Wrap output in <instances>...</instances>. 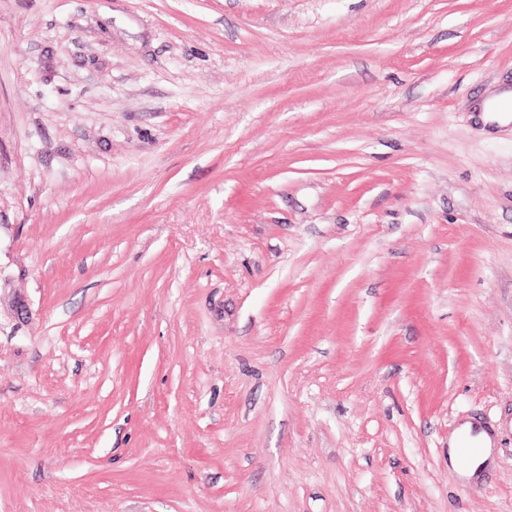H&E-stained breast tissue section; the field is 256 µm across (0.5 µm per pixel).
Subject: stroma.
<instances>
[{
    "label": "stroma",
    "instance_id": "stroma-1",
    "mask_svg": "<svg viewBox=\"0 0 512 512\" xmlns=\"http://www.w3.org/2000/svg\"><path fill=\"white\" fill-rule=\"evenodd\" d=\"M511 84L512 0H0V512H512ZM480 112H482L481 118L485 123L495 120L508 121L507 113L512 112V91L506 89L494 93L484 101ZM471 439L476 443L477 447L475 452L471 455L468 468L465 470L467 477L471 478L476 476L480 467L484 465L490 457V439L486 434H480Z\"/></svg>",
    "mask_w": 512,
    "mask_h": 512
}]
</instances>
